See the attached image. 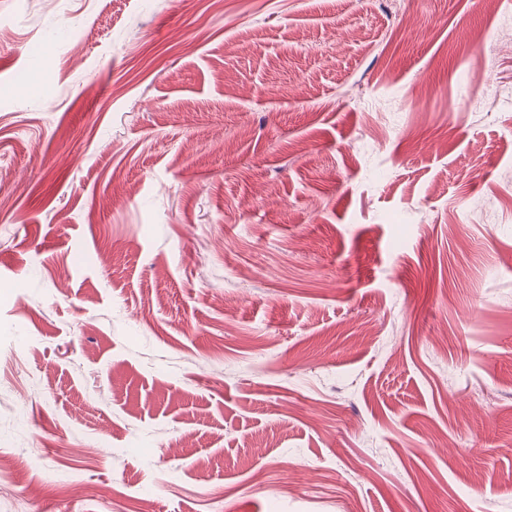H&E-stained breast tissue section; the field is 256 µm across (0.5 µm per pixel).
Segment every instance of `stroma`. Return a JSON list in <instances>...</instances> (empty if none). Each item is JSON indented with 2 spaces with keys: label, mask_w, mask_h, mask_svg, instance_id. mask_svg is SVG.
<instances>
[{
  "label": "stroma",
  "mask_w": 512,
  "mask_h": 512,
  "mask_svg": "<svg viewBox=\"0 0 512 512\" xmlns=\"http://www.w3.org/2000/svg\"><path fill=\"white\" fill-rule=\"evenodd\" d=\"M0 161V512H512V0H0Z\"/></svg>",
  "instance_id": "obj_1"
}]
</instances>
